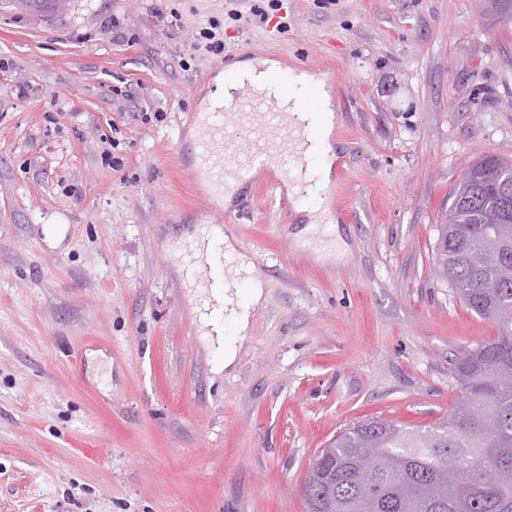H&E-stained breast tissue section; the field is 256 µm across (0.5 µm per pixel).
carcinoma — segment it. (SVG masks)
Here are the masks:
<instances>
[{
  "label": "carcinoma",
  "instance_id": "cac0c4a2",
  "mask_svg": "<svg viewBox=\"0 0 512 512\" xmlns=\"http://www.w3.org/2000/svg\"><path fill=\"white\" fill-rule=\"evenodd\" d=\"M68 0H20L52 15ZM471 200L448 206L453 222L437 228L434 264L464 305L490 320L497 334L454 360L461 401L439 423L408 426L360 420L327 445L302 495L312 512H512V235L482 224L498 210L512 225V200L480 179ZM359 449L373 465L374 495H358L352 463Z\"/></svg>",
  "mask_w": 512,
  "mask_h": 512
}]
</instances>
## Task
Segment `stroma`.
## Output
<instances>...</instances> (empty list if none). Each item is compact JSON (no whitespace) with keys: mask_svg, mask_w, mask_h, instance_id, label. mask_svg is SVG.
I'll return each instance as SVG.
<instances>
[{"mask_svg":"<svg viewBox=\"0 0 512 512\" xmlns=\"http://www.w3.org/2000/svg\"><path fill=\"white\" fill-rule=\"evenodd\" d=\"M256 57L324 77L336 196L217 207L175 168L195 98ZM487 153L512 158L506 0H0V512H307L339 431L446 419L496 328L434 244ZM216 226L259 274L242 332L183 273Z\"/></svg>","mask_w":512,"mask_h":512,"instance_id":"stroma-1","label":"stroma"}]
</instances>
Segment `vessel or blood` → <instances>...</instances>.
Instances as JSON below:
<instances>
[{
	"label": "vessel or blood",
	"instance_id": "1",
	"mask_svg": "<svg viewBox=\"0 0 512 512\" xmlns=\"http://www.w3.org/2000/svg\"><path fill=\"white\" fill-rule=\"evenodd\" d=\"M317 100L291 103L286 97H269L251 87L240 88L232 105L222 108L199 100L191 122L197 136V171L210 196L224 194L227 180L249 181L255 171H262L266 185L277 188L285 180L298 187L306 185L309 148L320 142L325 127L311 129L298 121L297 112H319ZM262 127L261 140L229 138L232 129ZM218 247H211L202 257H189L184 273L194 282L209 288L216 305L224 303L226 276Z\"/></svg>",
	"mask_w": 512,
	"mask_h": 512
}]
</instances>
